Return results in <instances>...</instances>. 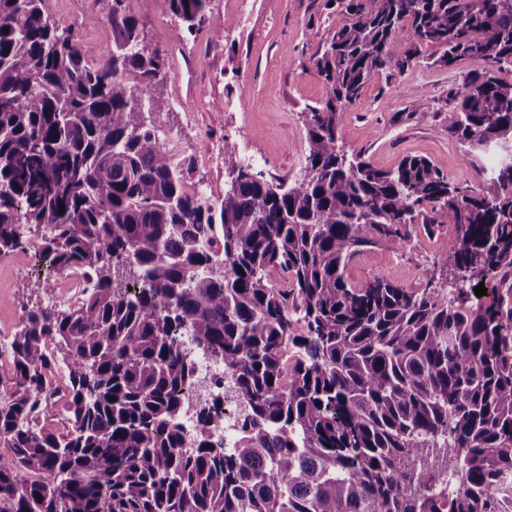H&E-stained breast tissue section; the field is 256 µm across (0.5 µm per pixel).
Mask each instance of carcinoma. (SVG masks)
Masks as SVG:
<instances>
[{"instance_id": "carcinoma-1", "label": "carcinoma", "mask_w": 512, "mask_h": 512, "mask_svg": "<svg viewBox=\"0 0 512 512\" xmlns=\"http://www.w3.org/2000/svg\"><path fill=\"white\" fill-rule=\"evenodd\" d=\"M45 2L0 0V257L36 228L31 288L73 271L92 288L32 307L9 340L0 512H512V162L471 186L424 156L383 170L340 145L365 85L436 47L434 64L475 69L406 119L448 113L475 169L511 148L512 0H335L303 177L226 151L217 197L184 189L145 120L166 63L124 0L99 61ZM158 2L180 33L209 21V0ZM444 222L442 287L347 281L358 254ZM188 337L224 361L232 448L211 433L218 395L185 449ZM60 360L65 434L45 397ZM445 471L462 487L447 501Z\"/></svg>"}]
</instances>
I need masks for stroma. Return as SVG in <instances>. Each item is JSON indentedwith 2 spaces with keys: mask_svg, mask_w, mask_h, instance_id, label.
I'll list each match as a JSON object with an SVG mask.
<instances>
[{
  "mask_svg": "<svg viewBox=\"0 0 512 512\" xmlns=\"http://www.w3.org/2000/svg\"><path fill=\"white\" fill-rule=\"evenodd\" d=\"M259 2L254 16L257 33L247 41L223 34L232 19L231 0H211V29L180 40L173 36V18L163 13L158 0L130 3L147 43L166 52L167 76L150 102L151 118L159 136H177L188 149L210 154V162L190 175L205 194L223 193L230 181L224 153L243 141L270 162L273 174L289 182L301 178L306 147L302 110L326 96L314 55L327 38V0ZM110 4L111 0H47L51 18L62 26L79 24L83 42L99 57L112 50ZM228 66L244 71L248 79L246 104L232 126L224 112ZM472 68L465 62L448 69L425 58L393 79L373 78L348 109L341 133L346 154L364 152L366 160L381 169L395 167L406 155H422L450 179L465 178L479 185V175L464 166L462 149L447 133L401 117L419 98L442 100L449 86L463 85ZM452 232L447 223L434 238L415 237L403 251H366L348 264L345 276L356 286L385 276L407 288L419 287L433 273ZM20 258L16 252L0 259V328H16L25 314L29 278L15 271Z\"/></svg>",
  "mask_w": 512,
  "mask_h": 512,
  "instance_id": "obj_1",
  "label": "stroma"
}]
</instances>
